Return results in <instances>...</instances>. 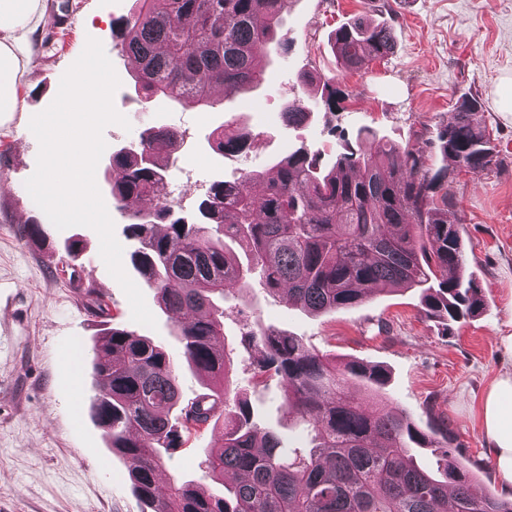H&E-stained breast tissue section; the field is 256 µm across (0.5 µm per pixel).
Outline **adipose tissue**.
I'll return each instance as SVG.
<instances>
[{
    "mask_svg": "<svg viewBox=\"0 0 512 512\" xmlns=\"http://www.w3.org/2000/svg\"><path fill=\"white\" fill-rule=\"evenodd\" d=\"M45 12L42 0H0V116L19 111V77L30 62ZM507 366L482 400L481 425L502 488L512 489V334L501 337Z\"/></svg>",
    "mask_w": 512,
    "mask_h": 512,
    "instance_id": "adipose-tissue-1",
    "label": "adipose tissue"
}]
</instances>
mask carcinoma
Returning <instances> with one entry per match:
<instances>
[{"instance_id":"cac0c4a2","label":"carcinoma","mask_w":512,"mask_h":512,"mask_svg":"<svg viewBox=\"0 0 512 512\" xmlns=\"http://www.w3.org/2000/svg\"><path fill=\"white\" fill-rule=\"evenodd\" d=\"M116 24L121 49L137 59L134 86L146 101L188 100L208 109L214 84L250 91L266 78L270 54L288 53L279 34L280 0H135ZM393 30L355 16L334 33L333 52L348 71L388 58ZM337 77L299 73L285 98L292 126L310 120L306 88L320 89L332 108L342 99ZM480 100L462 96L452 121L436 132L439 152L458 170L479 174L499 164L490 135L478 121ZM183 135L149 128L140 146L112 151V204L128 216L133 270L153 290L161 311L184 314L177 323L183 356L211 380L210 392L181 396L173 359L149 338L121 327L99 334L92 348L94 375L103 381L91 403L112 450L130 463L136 496L150 512H512V500L478 494L472 470L452 447L444 421L420 429L403 411L378 403L387 382L378 365L338 362L286 330L255 324L240 344L255 375L276 377L284 402L311 428L303 448H285L261 429L248 402L226 411L236 348L224 335V299L256 282L269 294L288 289L294 306L326 313L363 302L374 285L422 292L426 315L451 327L478 317L480 288L466 274L462 219L448 193V168L435 171L408 145L358 133L367 148L345 143L329 165L299 147L250 170L212 182L189 220L160 201L161 177ZM251 135L233 122L211 133L224 158L241 155ZM152 197L150 209L142 206ZM248 246L240 259L227 241ZM367 394L352 398L348 387ZM223 423L224 442L204 460L208 476L224 486L209 491L174 481L158 491L156 474L183 444V433ZM436 449V468L414 449Z\"/></svg>"}]
</instances>
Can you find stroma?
I'll list each match as a JSON object with an SVG mask.
<instances>
[{
  "label": "stroma",
  "mask_w": 512,
  "mask_h": 512,
  "mask_svg": "<svg viewBox=\"0 0 512 512\" xmlns=\"http://www.w3.org/2000/svg\"><path fill=\"white\" fill-rule=\"evenodd\" d=\"M133 0H45L46 19L32 47V61L18 82L22 109L0 123V512H147L134 494L129 464L113 455L107 432L90 412L98 381L91 368L93 340L117 325L152 338L172 356L183 398L204 392V379L188 367L173 318L144 289L157 326L131 318L130 304L100 257V240L88 227H54L25 188L34 173L39 144L31 117L56 97L66 70L88 39L99 40L120 85L116 110L130 129L107 126L110 150L149 127H171L184 143L168 161V186L179 187L183 211H191L213 180L236 168L260 170L278 156L307 145L331 163L342 145L370 127L423 153L432 168L447 166L433 138L455 111L461 95L479 96L480 118L499 152L491 170L451 175L448 191L457 202L468 242L467 265L485 300L483 313L444 332L428 318L419 291L376 286L358 306L319 316L292 306L285 294L253 288L247 297L224 301V342L235 347L244 325L261 321L303 338L337 360L358 358L387 368L382 392L389 408L418 424L442 419L463 460L477 464L475 488L501 491L494 457L480 426V404L502 370L498 338L512 333V112L496 107L512 95V0H284L280 16L290 47L271 56L268 80L250 92L226 97L208 111L190 102H143L133 90V66L112 33ZM364 15L390 25L396 48L368 68L343 70L332 52L339 25ZM340 74L346 98L336 109L311 100L312 120L284 129L286 93L300 70ZM233 121L253 135L250 149L234 162L213 152L208 136ZM39 224L49 243L28 244L24 231ZM85 241L77 257L63 250L71 236ZM108 306L100 312L94 298ZM233 378L246 392L255 421L273 428L284 445L303 436L283 402L276 380L256 382L247 353ZM224 438L222 425L187 433L167 463L160 486L192 479L213 482L203 461Z\"/></svg>",
  "instance_id": "35a3bbf8"
}]
</instances>
